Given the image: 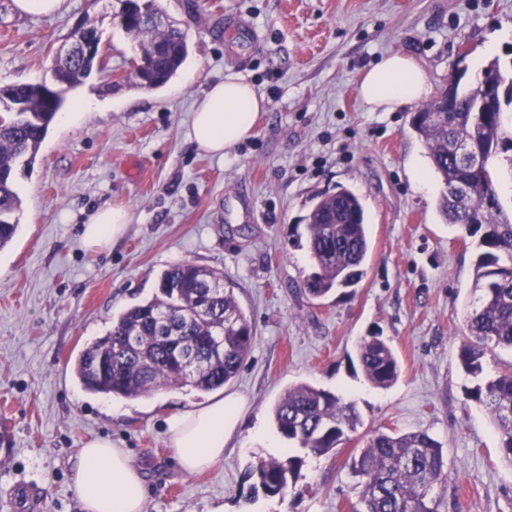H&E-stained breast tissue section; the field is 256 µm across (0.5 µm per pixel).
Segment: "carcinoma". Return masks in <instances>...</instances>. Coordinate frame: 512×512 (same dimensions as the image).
I'll return each instance as SVG.
<instances>
[{"label": "carcinoma", "instance_id": "obj_1", "mask_svg": "<svg viewBox=\"0 0 512 512\" xmlns=\"http://www.w3.org/2000/svg\"><path fill=\"white\" fill-rule=\"evenodd\" d=\"M124 2V30L145 37L151 79L143 89L164 86L187 55L185 34L173 25L157 26L144 18L137 0ZM94 60L57 58L54 87L18 83L0 96V248L18 230L15 213L21 199L15 190L19 170L36 160L49 127L64 107L67 93L87 78ZM412 127L424 144L430 165L444 184L439 209L447 223L465 232L480 225L485 213L501 211L491 162L512 151V65L496 57L482 79L456 89L452 111L440 109V98L423 104ZM465 142L480 173L458 165L451 148ZM469 186L461 196L457 184ZM475 268L477 296L467 313V341L460 349L464 371L483 373L487 353L512 352V224L500 216L488 220ZM307 245L316 272L304 291L321 298L338 288H353L365 275L369 240L365 208L346 187L325 194L307 216ZM254 341L253 326L224 283V272L191 262L176 264L160 277L159 292L118 316L106 335L88 344L73 364L85 390L113 397H147L169 388L189 386L199 392L224 387L238 374ZM365 379L387 389L400 377L391 345L372 334L357 347ZM472 397L483 404L499 437L502 459L512 466V363L477 384ZM278 432L300 448L325 455L353 437L359 425L351 403L308 383L288 387L273 408ZM299 455L260 459L250 472L253 494L284 496L301 476ZM358 479L360 508L354 512H439L431 496L448 480L442 444L425 431L376 430L351 459Z\"/></svg>", "mask_w": 512, "mask_h": 512}]
</instances>
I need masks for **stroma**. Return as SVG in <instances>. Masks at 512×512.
<instances>
[{
    "label": "stroma",
    "mask_w": 512,
    "mask_h": 512,
    "mask_svg": "<svg viewBox=\"0 0 512 512\" xmlns=\"http://www.w3.org/2000/svg\"><path fill=\"white\" fill-rule=\"evenodd\" d=\"M187 35L188 56L163 87L128 81L139 41L118 23L121 0H67L63 12L19 15L0 0V85L48 83L52 60L80 24H93L105 71L73 89L99 102L70 123L54 122L30 168L19 174L18 234L0 251V512H15L5 486H38L40 512H85L71 487L78 452L95 437L127 449L142 470L146 512H352V449L375 429L425 431L442 442L448 482L439 512H512V467L501 459L476 384L460 363L481 234L464 236L437 208L441 182L421 189L412 162L427 151L411 120L417 105L374 112L363 73L402 53L432 91L455 64L512 61V0H156ZM257 32L246 61L231 57L224 21ZM470 51L458 59L459 43ZM265 96L254 134L230 157L199 152L186 131L196 100L225 76ZM351 189L371 240L355 288L312 300L315 268L300 235L317 195ZM125 207L124 234L98 248L83 227L98 210ZM190 261L223 271L255 338L224 394L248 405L221 461L190 473L165 437L177 409L208 399L191 387L149 397L86 391L72 363L104 336L113 316L152 298L160 276ZM383 336L401 363L386 390L372 388L356 359L362 337ZM307 382L354 403L355 440L306 455L282 497L250 499L248 472L276 435L271 411L290 385Z\"/></svg>",
    "instance_id": "35a3bbf8"
}]
</instances>
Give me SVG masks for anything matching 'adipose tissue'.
<instances>
[{
    "instance_id": "obj_1",
    "label": "adipose tissue",
    "mask_w": 512,
    "mask_h": 512,
    "mask_svg": "<svg viewBox=\"0 0 512 512\" xmlns=\"http://www.w3.org/2000/svg\"><path fill=\"white\" fill-rule=\"evenodd\" d=\"M363 100L372 110L392 112L430 93L422 68L400 53L384 56L361 82ZM267 101L236 75L210 85L196 101L186 136L200 150L224 157L250 136ZM130 215L125 208L103 209L86 224L84 240L97 246L123 235ZM246 408L242 396L229 395L172 413L166 420L167 443L188 472L209 468L224 457ZM75 491L85 512H145L144 480L127 452L111 440H87L78 454Z\"/></svg>"
}]
</instances>
